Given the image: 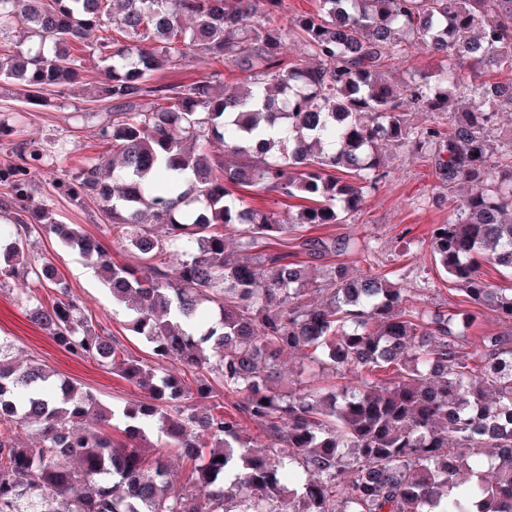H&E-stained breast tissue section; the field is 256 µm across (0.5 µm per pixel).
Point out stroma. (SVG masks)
I'll use <instances>...</instances> for the list:
<instances>
[{
  "label": "stroma",
  "mask_w": 512,
  "mask_h": 512,
  "mask_svg": "<svg viewBox=\"0 0 512 512\" xmlns=\"http://www.w3.org/2000/svg\"><path fill=\"white\" fill-rule=\"evenodd\" d=\"M89 104L88 94L71 95L46 106L31 107L28 119L14 140L0 143V166L15 162L14 142L34 147L46 140H55L65 147L53 161L44 164L35 177L36 210L26 213L28 222L48 212L61 224H76L82 230L111 248L115 260L134 262L135 255L116 242L108 227L109 219L98 204L76 201L57 187L84 166L87 159L105 161L102 147L90 123L82 118ZM82 148L71 152L73 141ZM391 174L385 186L366 198L360 211L349 213L342 224L307 227L310 236L347 235L365 246L368 260L354 263L352 272L367 273L379 267L384 273H403L402 285L411 289L418 300L430 309L453 308L458 299L450 290L443 274L437 270L424 239L430 225L444 223L448 203L439 201L440 189L429 167L404 148L389 149ZM36 260H50L70 285L86 314L93 322L108 328L127 347L134 359L152 362L149 344L126 328L127 314L113 304L112 297L94 268L77 253L63 248L54 235L40 234L29 244ZM0 339L11 341L18 362L38 361L82 389L92 392L104 405H121L140 399L141 391L132 383L113 375L97 361L81 360L62 351L49 335L32 323L24 306L18 303L11 284H0Z\"/></svg>",
  "instance_id": "stroma-1"
}]
</instances>
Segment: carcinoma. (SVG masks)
Returning <instances> with one entry per match:
<instances>
[{"label": "carcinoma", "mask_w": 512, "mask_h": 512, "mask_svg": "<svg viewBox=\"0 0 512 512\" xmlns=\"http://www.w3.org/2000/svg\"><path fill=\"white\" fill-rule=\"evenodd\" d=\"M274 2L0 0V37L29 25L26 40L0 41V81L20 101L87 86L86 53L104 63L84 112L106 113L96 137L112 180L89 161L67 192L101 204L138 258L18 215L0 226V282L52 288L30 319L143 391L102 405L38 362L18 368L0 341V512H512V330L467 350L486 311L512 324V287L482 271L512 275V132L497 128L512 112V0H317L286 24ZM290 39L313 63H283ZM417 45L433 69L385 81ZM194 58L237 73L238 88L218 70L157 83ZM411 108L428 119L411 125ZM215 141L232 162L209 154ZM405 144L448 192V221L425 243L462 295L452 310L422 308L378 271L349 278L328 262L356 254L349 238L302 234L358 210L389 180L383 148ZM56 152L21 149L0 169V209H27L34 163ZM251 188L303 203L278 216L247 204ZM48 231L98 269L155 363L94 326L52 262L29 258ZM290 237L304 260L275 249ZM286 352L344 382L279 384ZM153 431L187 476L141 453Z\"/></svg>", "instance_id": "carcinoma-1"}]
</instances>
